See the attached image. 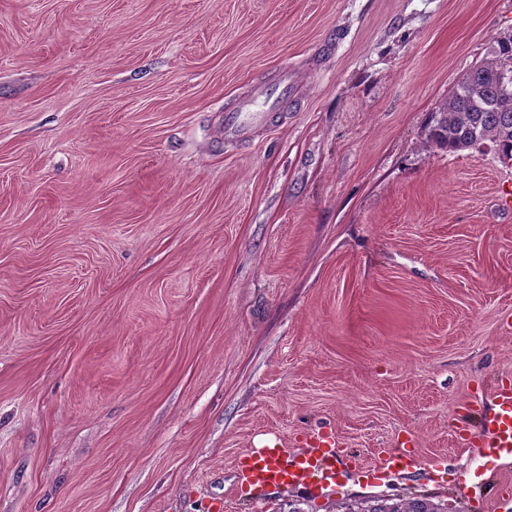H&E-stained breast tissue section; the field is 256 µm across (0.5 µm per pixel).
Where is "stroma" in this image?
I'll list each match as a JSON object with an SVG mask.
<instances>
[{
	"label": "stroma",
	"instance_id": "stroma-1",
	"mask_svg": "<svg viewBox=\"0 0 512 512\" xmlns=\"http://www.w3.org/2000/svg\"><path fill=\"white\" fill-rule=\"evenodd\" d=\"M512 0H0V512H336L467 489L512 381V166L431 112ZM295 71L259 136L219 111ZM335 433L331 488L240 459ZM414 451L428 474L375 475Z\"/></svg>",
	"mask_w": 512,
	"mask_h": 512
}]
</instances>
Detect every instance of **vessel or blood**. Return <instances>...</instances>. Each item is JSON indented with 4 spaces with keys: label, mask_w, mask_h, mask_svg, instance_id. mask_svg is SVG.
<instances>
[{
    "label": "vessel or blood",
    "mask_w": 512,
    "mask_h": 512,
    "mask_svg": "<svg viewBox=\"0 0 512 512\" xmlns=\"http://www.w3.org/2000/svg\"><path fill=\"white\" fill-rule=\"evenodd\" d=\"M299 92L292 72L285 67L280 69L276 83L253 87L246 96L224 110L225 144L255 137L269 125L285 119L289 100ZM475 445L482 458L512 457V385L497 386L481 416ZM335 446L333 437L317 433L308 448L299 453L268 447L248 454L240 465L239 481L258 496L271 488L328 487L337 475ZM381 465L383 472L391 476L413 472L420 467L415 456L397 448L386 450Z\"/></svg>",
    "instance_id": "obj_1"
}]
</instances>
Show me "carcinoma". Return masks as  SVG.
Here are the masks:
<instances>
[{
  "mask_svg": "<svg viewBox=\"0 0 512 512\" xmlns=\"http://www.w3.org/2000/svg\"><path fill=\"white\" fill-rule=\"evenodd\" d=\"M512 34L496 40L492 58L465 73L449 101L433 113L428 141L450 153L491 142L498 158H512ZM342 512H447L428 499L387 498L345 503Z\"/></svg>",
  "mask_w": 512,
  "mask_h": 512,
  "instance_id": "cac0c4a2",
  "label": "carcinoma"
}]
</instances>
